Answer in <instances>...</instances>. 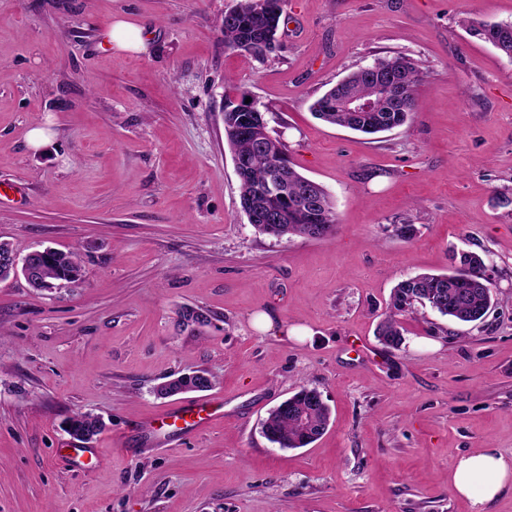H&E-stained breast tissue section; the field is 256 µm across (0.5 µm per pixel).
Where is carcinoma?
I'll list each match as a JSON object with an SVG mask.
<instances>
[{"mask_svg":"<svg viewBox=\"0 0 512 512\" xmlns=\"http://www.w3.org/2000/svg\"><path fill=\"white\" fill-rule=\"evenodd\" d=\"M270 8L263 9L253 0H237L231 7L233 15L224 17L222 32L224 48L265 62L271 51L251 49L250 41L279 30L286 0H265ZM463 25L469 34L492 45L501 55L512 59V23H474ZM394 77L389 89L374 97L367 112H348L344 101L367 97L379 77ZM420 82L415 63L398 56L380 59L373 65L358 69L330 88L312 104L314 115L330 124L367 135L392 130L404 125L415 107L414 91ZM253 113L240 110L226 98L224 101V140L232 155L245 161L243 180L239 181L240 204L246 214L254 215L253 228L270 234L266 216L279 214L284 223L276 225V238L309 237L312 228H336L337 218L331 195L322 186L317 188L318 203H306L309 178L300 174L288 160L286 145L268 141L260 145L242 129L250 126ZM31 275L27 283L36 290H49L61 281L75 282L81 277V264L74 251L48 250L32 257ZM482 255L459 251L452 255V270L444 274L421 273L407 277L393 289L390 312L379 323L376 336L381 344L397 349L403 343L401 318L414 311L415 306L429 307L443 317L458 323L482 319L494 303L491 278ZM178 326L202 327L209 324L207 314L186 305L178 312ZM214 380L204 370H196L167 380L155 393L168 398L188 391H206ZM331 412L319 401L317 390L303 388L276 408L263 423V433L282 449L304 448L319 439L327 430ZM103 430V422L90 413H76L67 423V432L76 440L82 436L93 439Z\"/></svg>","mask_w":512,"mask_h":512,"instance_id":"1","label":"carcinoma"}]
</instances>
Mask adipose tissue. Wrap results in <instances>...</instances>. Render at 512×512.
Listing matches in <instances>:
<instances>
[{
  "instance_id": "ef3b65f1",
  "label": "adipose tissue",
  "mask_w": 512,
  "mask_h": 512,
  "mask_svg": "<svg viewBox=\"0 0 512 512\" xmlns=\"http://www.w3.org/2000/svg\"><path fill=\"white\" fill-rule=\"evenodd\" d=\"M450 483L453 492L471 504L473 512H490L492 504L512 491V457L495 448H478L455 459Z\"/></svg>"
}]
</instances>
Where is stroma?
Here are the masks:
<instances>
[{"mask_svg": "<svg viewBox=\"0 0 512 512\" xmlns=\"http://www.w3.org/2000/svg\"><path fill=\"white\" fill-rule=\"evenodd\" d=\"M234 2L0 0V184L15 188L0 241L82 266L45 291L0 280V512H471L454 458L512 455V60L462 22H512V0H288L263 63L224 48ZM116 19L145 51L106 43ZM395 56L421 72L405 125L366 136L312 115ZM228 96L256 100L329 191L334 235L249 224ZM461 250L485 257L498 305L470 324L420 306L401 348L380 344L394 286ZM185 305L209 325L177 328ZM262 312L275 331L254 327ZM193 370L214 387L154 394ZM303 386L329 426L278 448L262 424ZM194 401L219 415L207 430H148ZM77 412L105 423L79 468L65 458Z\"/></svg>", "mask_w": 512, "mask_h": 512, "instance_id": "stroma-1", "label": "stroma"}]
</instances>
